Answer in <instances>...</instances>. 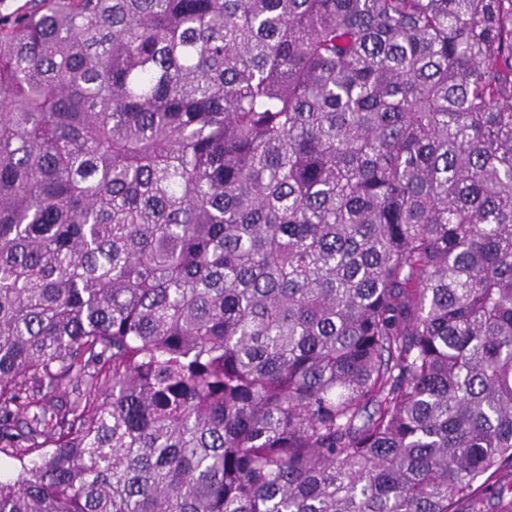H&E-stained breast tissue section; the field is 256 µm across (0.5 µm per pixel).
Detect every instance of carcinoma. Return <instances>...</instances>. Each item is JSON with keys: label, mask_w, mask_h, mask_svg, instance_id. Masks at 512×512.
<instances>
[{"label": "carcinoma", "mask_w": 512, "mask_h": 512, "mask_svg": "<svg viewBox=\"0 0 512 512\" xmlns=\"http://www.w3.org/2000/svg\"><path fill=\"white\" fill-rule=\"evenodd\" d=\"M0 455V512H484L512 0L0 18Z\"/></svg>", "instance_id": "carcinoma-1"}]
</instances>
